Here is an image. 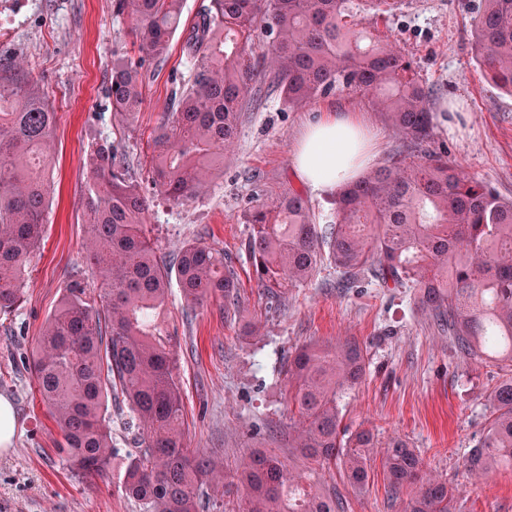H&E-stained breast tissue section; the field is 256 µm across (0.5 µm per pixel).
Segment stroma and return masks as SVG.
I'll return each instance as SVG.
<instances>
[{"instance_id":"obj_1","label":"stroma","mask_w":512,"mask_h":512,"mask_svg":"<svg viewBox=\"0 0 512 512\" xmlns=\"http://www.w3.org/2000/svg\"><path fill=\"white\" fill-rule=\"evenodd\" d=\"M115 3L0 0V56L31 70L57 112L50 166L55 193L44 239L23 275L22 303L0 316V396L10 399L16 418L12 448L0 452V512H139L120 484L124 455L135 448L122 425H112L121 456L107 477L79 478L57 452L61 432L28 368L67 282L87 272L84 190L92 144H119L137 180L148 183L153 137L171 110L172 92L194 76L183 39L174 35L166 60L147 69L141 111L127 121L115 119L108 95L112 64L139 56L134 22L118 14ZM478 3L402 0L383 19L363 23L377 25L414 60L431 91L434 139L447 144L450 160L512 199V94L489 83L476 64L471 24ZM447 103L457 104V111L443 113ZM326 108L357 113L378 130L376 162L399 149L384 116L359 96L338 90L291 108L273 92L247 113L238 152L225 162L223 175L183 202L151 201L148 224L158 257L170 261L181 245L201 239L223 251L240 281L233 315L219 297L188 309L178 285L170 287L167 320L176 338L186 442L222 461L228 473L245 456L265 450L307 474L288 444V408L281 398L288 360L301 345L352 337L365 346L367 367L362 384L340 401L343 426L370 431L380 443L405 439L423 472L455 487L461 512H512L511 471L475 480L464 470L487 425L485 396L503 376L498 365L460 354L415 310L405 289L342 290L327 266L274 303L257 285L245 249L253 185L261 183L268 193L297 186L292 158L301 129ZM319 480L342 496L345 512H403L407 495L391 491L382 451L371 459L363 491L345 486L336 470L320 473Z\"/></svg>"}]
</instances>
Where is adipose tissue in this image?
Listing matches in <instances>:
<instances>
[{
    "mask_svg": "<svg viewBox=\"0 0 512 512\" xmlns=\"http://www.w3.org/2000/svg\"><path fill=\"white\" fill-rule=\"evenodd\" d=\"M374 138V132L356 113L319 115L305 124L299 137L295 172L313 190H336L358 180L372 162Z\"/></svg>",
    "mask_w": 512,
    "mask_h": 512,
    "instance_id": "1",
    "label": "adipose tissue"
}]
</instances>
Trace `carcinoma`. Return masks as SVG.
<instances>
[{
  "label": "carcinoma",
  "mask_w": 512,
  "mask_h": 512,
  "mask_svg": "<svg viewBox=\"0 0 512 512\" xmlns=\"http://www.w3.org/2000/svg\"><path fill=\"white\" fill-rule=\"evenodd\" d=\"M135 21L141 56L112 69V112L123 120L143 104L146 63L165 55L178 29L195 66L175 91L154 138L152 195L194 197L224 172L245 112L265 97L263 78L288 107L341 88L367 99L402 139L391 160L336 192L334 220L316 224L292 189L259 194L249 212L248 255L270 299L307 282L321 263L337 287L366 276L380 288H408L433 325L465 357L505 372L487 395L484 435L469 452L470 476L512 470V200L430 149L434 114L414 61L363 26L353 0H210L191 25L182 0H116ZM476 63L512 92V0H481L472 22ZM56 112L21 66L0 59V313L23 296V272L39 249L49 207L47 174ZM85 192L84 259L92 281L72 278L46 319L28 367L62 432L58 453L81 478L102 477L115 455L109 402L128 405L134 433L122 476L140 512L221 509L243 491V512H343V498L305 486L275 455L254 452L233 480L186 445L183 397L164 307L175 280L188 306L213 297L238 306L239 280L224 254L202 240L175 262L157 258L147 235L148 196L107 142L92 145ZM366 374L363 345L346 338L296 350L288 363L293 448L318 469L339 466L344 482L367 485L377 443L366 430L345 437L338 399ZM392 491L413 488L404 512H456L448 481L423 474L402 439L384 446Z\"/></svg>",
  "instance_id": "carcinoma-1"
}]
</instances>
